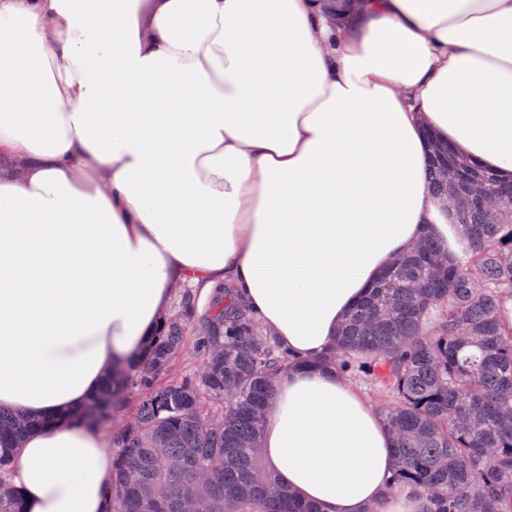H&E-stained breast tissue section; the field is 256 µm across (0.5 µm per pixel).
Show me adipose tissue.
<instances>
[{"label": "adipose tissue", "instance_id": "adipose-tissue-1", "mask_svg": "<svg viewBox=\"0 0 512 512\" xmlns=\"http://www.w3.org/2000/svg\"><path fill=\"white\" fill-rule=\"evenodd\" d=\"M512 181V0H0V407L40 419L25 512H108L112 455L70 420L175 290L235 288L305 365L262 419L318 512H428L388 424L322 360L423 237L448 242L427 133Z\"/></svg>", "mask_w": 512, "mask_h": 512}]
</instances>
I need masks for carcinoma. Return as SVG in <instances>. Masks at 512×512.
Returning <instances> with one entry per match:
<instances>
[{"label":"carcinoma","mask_w":512,"mask_h":512,"mask_svg":"<svg viewBox=\"0 0 512 512\" xmlns=\"http://www.w3.org/2000/svg\"><path fill=\"white\" fill-rule=\"evenodd\" d=\"M352 0H328L344 26ZM483 184L501 197L486 207ZM431 188L448 201L462 247L426 239L400 259L342 325L326 365L344 377L363 363L395 439L396 481L431 512H512V184L439 144ZM198 369L161 385L178 355ZM301 362L226 288L197 313L186 289L147 349L115 368L76 417L107 424L126 393L135 416L109 431L110 512H317L265 469L257 440L277 375ZM35 421L0 409V512H24L8 464Z\"/></svg>","instance_id":"1"}]
</instances>
